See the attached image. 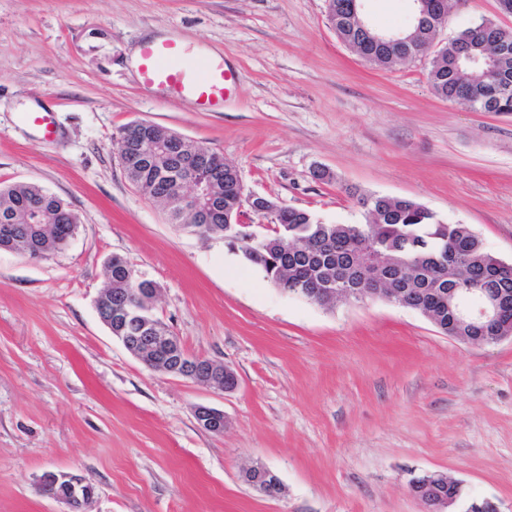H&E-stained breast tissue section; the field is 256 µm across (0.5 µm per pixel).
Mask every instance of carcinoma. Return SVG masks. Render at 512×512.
Returning a JSON list of instances; mask_svg holds the SVG:
<instances>
[{"mask_svg":"<svg viewBox=\"0 0 512 512\" xmlns=\"http://www.w3.org/2000/svg\"><path fill=\"white\" fill-rule=\"evenodd\" d=\"M352 0H329L328 20L336 35L361 58L380 69L401 62L404 51L374 46L362 37L350 21ZM467 28L450 40L430 61L428 80L434 94L475 111L512 114V29L495 26L486 34L470 38ZM173 131L154 123L128 124L118 132L119 157L133 184L149 198L161 203L169 223L220 232L224 210L234 209L237 196L224 180V156L192 141L184 140L187 154L203 152L209 162L201 177L220 195L224 208L209 212L205 222L199 213L187 209L178 185L183 168L166 154L161 144ZM364 209L363 224H330L311 211L284 206L270 232L258 240L234 235L229 249L260 270L264 278L290 294L308 297L316 288L336 287L339 268L351 263L352 254L365 250L383 256L380 273L398 286L415 290L409 303L426 311L441 333L454 332L442 290L448 287V270L459 281H482L512 296V263L490 254L468 224H446L422 204L409 199H390L355 191ZM79 216L68 202L37 184L0 186V225L18 226L12 239L0 237V249L40 257L63 250ZM106 287L112 289V312L129 303L150 305L157 284L138 279L130 259L112 257V275Z\"/></svg>","mask_w":512,"mask_h":512,"instance_id":"1","label":"carcinoma"}]
</instances>
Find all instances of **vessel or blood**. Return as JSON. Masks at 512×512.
<instances>
[{
    "mask_svg": "<svg viewBox=\"0 0 512 512\" xmlns=\"http://www.w3.org/2000/svg\"><path fill=\"white\" fill-rule=\"evenodd\" d=\"M142 57L146 86L164 90L172 101H192L203 112L216 111L237 85L235 74L220 61L207 60L197 68L183 66L170 43L145 45Z\"/></svg>",
    "mask_w": 512,
    "mask_h": 512,
    "instance_id": "vessel-or-blood-1",
    "label": "vessel or blood"
}]
</instances>
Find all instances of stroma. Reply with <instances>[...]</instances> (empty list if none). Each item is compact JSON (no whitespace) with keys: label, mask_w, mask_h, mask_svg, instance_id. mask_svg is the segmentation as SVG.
Here are the masks:
<instances>
[{"label":"stroma","mask_w":512,"mask_h":512,"mask_svg":"<svg viewBox=\"0 0 512 512\" xmlns=\"http://www.w3.org/2000/svg\"><path fill=\"white\" fill-rule=\"evenodd\" d=\"M498 0H461L448 41ZM210 51L239 77L215 112L146 87L145 42ZM426 60L386 70L331 27L326 0H0V184L70 203L79 232L41 260L0 251V512H66L47 472L95 488L88 512H421L412 475L461 483L464 512H512V339L474 346L379 298L326 308L289 295L223 239L170 224L127 179L115 136L151 121L234 163L245 192L360 224L351 189L409 197L468 224L512 263V114L435 96ZM48 105L52 139L24 106ZM128 257L160 287L153 315L229 365L224 393L152 370L96 301ZM222 410L224 431L194 410ZM280 479V497L244 480Z\"/></svg>","instance_id":"35a3bbf8"}]
</instances>
